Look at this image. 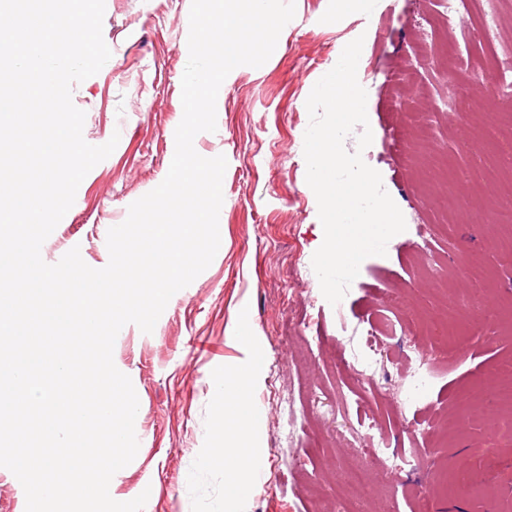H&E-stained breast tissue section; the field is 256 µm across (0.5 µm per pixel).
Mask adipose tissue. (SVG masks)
<instances>
[{
	"mask_svg": "<svg viewBox=\"0 0 512 512\" xmlns=\"http://www.w3.org/2000/svg\"><path fill=\"white\" fill-rule=\"evenodd\" d=\"M264 356L253 350L247 368L226 373L218 388L224 401V445L216 454L223 458L225 468L235 470L236 477L227 488V495L239 498L253 488L254 477L263 470L264 459L250 447L252 431L260 413L250 401L254 375L262 373Z\"/></svg>",
	"mask_w": 512,
	"mask_h": 512,
	"instance_id": "adipose-tissue-1",
	"label": "adipose tissue"
}]
</instances>
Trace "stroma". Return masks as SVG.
Wrapping results in <instances>:
<instances>
[{"label": "stroma", "instance_id": "stroma-1", "mask_svg": "<svg viewBox=\"0 0 512 512\" xmlns=\"http://www.w3.org/2000/svg\"><path fill=\"white\" fill-rule=\"evenodd\" d=\"M191 0H105L103 38L111 58L74 85L92 145L118 136L114 152L83 179L75 201L41 247L57 263L72 248L100 269L107 233L129 206L165 179L183 117L181 79L188 62ZM439 0H296V14L258 68L230 72L217 97V129L194 139L206 158L224 155L221 243L210 264L168 302L152 333L133 323L118 333L113 361L139 399L134 460L112 478L113 499L141 493L143 512H417L414 491L433 492L434 512H495L512 503V420L486 417L479 397L498 365L512 362V250L489 225L497 197L512 187L496 178L512 167V93L492 110L475 74L493 55H512V8L504 40L488 47L475 11L455 33ZM367 91L372 143L364 161L380 172L406 229L385 255L366 258L342 307L324 298L312 268L324 231L306 182V100L356 38ZM423 88L416 99L411 89ZM421 110L429 125L406 126ZM468 122H460V115ZM443 156H435V147ZM392 314L396 331L378 340L383 370L361 383L340 365L358 345L356 323ZM458 327L448 348L425 341L428 316ZM259 345L266 369L252 401L261 412L252 446L266 469L240 499L224 495L223 402L214 388L245 368ZM430 362L432 382L415 393L407 360ZM376 420L390 448L417 455V469L374 466L368 497L354 496L349 470ZM457 474L473 484L445 486Z\"/></svg>", "mask_w": 512, "mask_h": 512}]
</instances>
